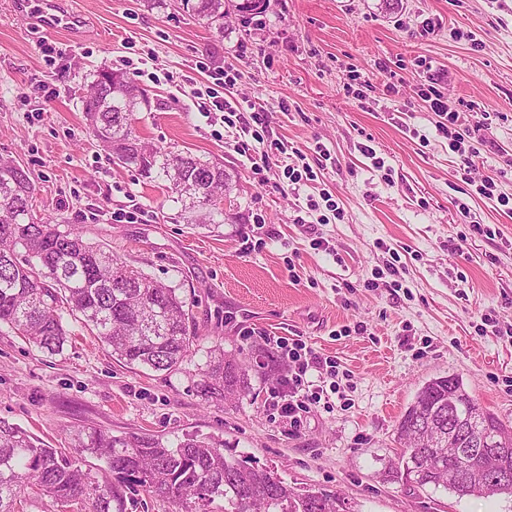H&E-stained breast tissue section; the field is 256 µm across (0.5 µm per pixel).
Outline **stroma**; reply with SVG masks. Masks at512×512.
<instances>
[{"mask_svg": "<svg viewBox=\"0 0 512 512\" xmlns=\"http://www.w3.org/2000/svg\"><path fill=\"white\" fill-rule=\"evenodd\" d=\"M52 9L64 21L47 29L21 0H0V156L32 172L37 217L182 284L203 346L298 337L336 370L313 376L323 394L293 428L267 384L253 403L204 402V356L155 372L117 363L81 329L55 356L2 331L0 417L55 448L72 424L214 436L350 512H512L509 496L414 492L393 475L396 424L431 379H461L512 423V0H269L249 24L228 12L220 32L176 0ZM101 69L145 90L137 134L223 163L222 224L178 228L161 187L106 160L82 112ZM430 87L463 126L470 110L491 114V131L464 140L479 149L469 171ZM220 97L241 114L222 121ZM288 166L311 179L288 181ZM486 181L493 197L478 192ZM487 315L500 335L484 333Z\"/></svg>", "mask_w": 512, "mask_h": 512, "instance_id": "obj_1", "label": "stroma"}]
</instances>
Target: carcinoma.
<instances>
[{"label":"carcinoma","mask_w":512,"mask_h":512,"mask_svg":"<svg viewBox=\"0 0 512 512\" xmlns=\"http://www.w3.org/2000/svg\"><path fill=\"white\" fill-rule=\"evenodd\" d=\"M183 10L224 32V0H181ZM145 94L121 72L101 70L83 101L86 120L112 164L163 182L187 225L224 223L211 197L232 189L224 165L185 151L156 147L136 134L135 114ZM35 184L17 160L0 157V326L51 356L72 343L70 316L112 358L125 366L179 372L199 351L193 302L181 287L159 281L126 263L107 246L84 237L77 224L34 219ZM274 352L206 351L199 368L202 400L228 401L252 394V380L266 382ZM462 381L439 377L417 393L396 425L404 468L397 477L419 491L443 489L459 496H493L494 476L476 464L460 483L448 481V456L428 454L427 436L448 434V406L457 393L474 398ZM73 456L45 445L32 433L0 418V512H17L23 498L45 496L53 504L75 502L80 512H127V502L144 490L185 512H210L222 498L224 512H336L338 496L293 487L274 472L234 455L224 442L186 434L171 443L154 434L115 436L96 428L69 432ZM104 460L112 479L101 481L79 465L78 456Z\"/></svg>","instance_id":"1"}]
</instances>
